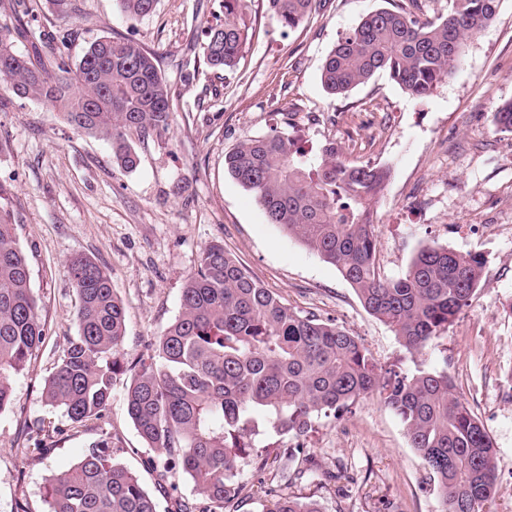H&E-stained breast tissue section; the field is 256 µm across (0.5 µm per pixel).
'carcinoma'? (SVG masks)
Wrapping results in <instances>:
<instances>
[{"mask_svg": "<svg viewBox=\"0 0 512 512\" xmlns=\"http://www.w3.org/2000/svg\"><path fill=\"white\" fill-rule=\"evenodd\" d=\"M282 28L292 29L319 0H267ZM157 0H116L144 17ZM224 21L205 30L203 54L215 70L233 69L250 44L247 0H222ZM500 0H447L434 20L419 16L418 0L381 8L341 36L326 56L320 80L331 95L385 72L413 97L429 95L453 76L468 42L497 15ZM36 0H14L15 24L0 25V90L36 99L63 114L76 133L108 142L124 170L139 165L130 135L170 125L171 89L156 54L120 35L93 41L70 68L55 49L32 56L13 49L22 17ZM512 132V102L495 112ZM330 144L317 154L281 132L242 142L225 155L231 176L253 192L268 220L335 266L364 309L385 322L411 354L439 338L478 288L477 255L425 247L396 278L376 263L371 204L389 170L346 165ZM68 272L76 290L77 332L67 339L42 399L71 423L99 415L117 378L127 376L125 401L136 430L157 450L162 478L183 470L211 505L242 490L243 460L265 423L295 439L322 417L347 412L376 393L403 421L411 448L436 481L442 512H490L496 449L445 371H380L359 339L332 321L295 311L263 287L228 252L206 246L197 272L181 290L180 312L148 357L126 358V316L112 273L77 256ZM45 339L30 268L10 211L0 204V413L14 404L13 378ZM111 437L90 445L45 486L49 512H157L140 479L116 461ZM262 512H322L311 499L279 495Z\"/></svg>", "mask_w": 512, "mask_h": 512, "instance_id": "carcinoma-1", "label": "carcinoma"}]
</instances>
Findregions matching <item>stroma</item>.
<instances>
[{"label":"stroma","instance_id":"stroma-1","mask_svg":"<svg viewBox=\"0 0 512 512\" xmlns=\"http://www.w3.org/2000/svg\"><path fill=\"white\" fill-rule=\"evenodd\" d=\"M220 0H158L153 14L120 13L115 0H76L69 15L41 10L32 24L77 64L100 36L130 37L159 55L172 93L165 131L132 136L140 163L126 172L102 139L75 133L61 112L31 99H0V184L31 271L45 341L13 382L15 402L0 413V512H48L45 481L67 469L100 436L134 471L157 512L198 503L191 479L160 481L126 411L117 380L101 416L74 424L46 407L42 389L77 329L67 261L85 255L107 267L126 309L129 356L150 345L179 314L181 289L203 249L223 242L265 288L294 310L332 320L358 336L384 369L447 371L497 450L493 512H512V132L494 114L512 102V0L468 44L455 74L422 98L380 73L331 95L322 64L338 38L393 0H323L285 31L251 0L250 45L230 71L207 65L201 32L220 16ZM274 131L319 151L336 144L348 165L391 175L373 205L377 262L401 276L426 245L484 261L466 307L422 355L411 356L391 328L370 315L335 266L268 223L255 196L224 166L245 140ZM49 431L44 450L33 447ZM271 461L263 474L244 462V485L224 512H261L273 494L317 500L324 512H441L437 485L411 448L400 418L378 395L339 418L320 419L291 452L288 438H259ZM307 474L292 480L296 468Z\"/></svg>","mask_w":512,"mask_h":512}]
</instances>
